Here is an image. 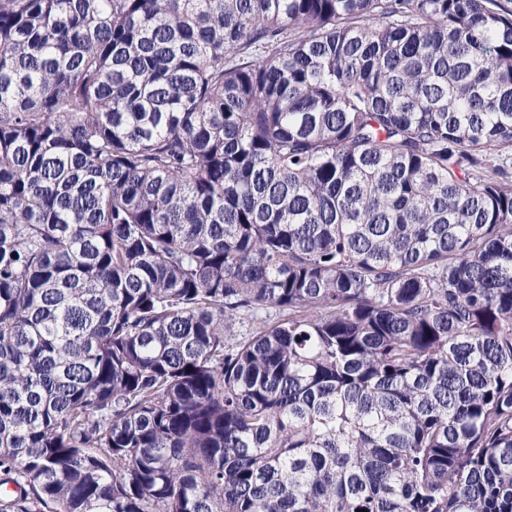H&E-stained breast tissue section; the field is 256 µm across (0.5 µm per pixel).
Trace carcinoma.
<instances>
[{"mask_svg": "<svg viewBox=\"0 0 512 512\" xmlns=\"http://www.w3.org/2000/svg\"><path fill=\"white\" fill-rule=\"evenodd\" d=\"M0 487L512 512V10L0 0Z\"/></svg>", "mask_w": 512, "mask_h": 512, "instance_id": "cac0c4a2", "label": "carcinoma"}]
</instances>
